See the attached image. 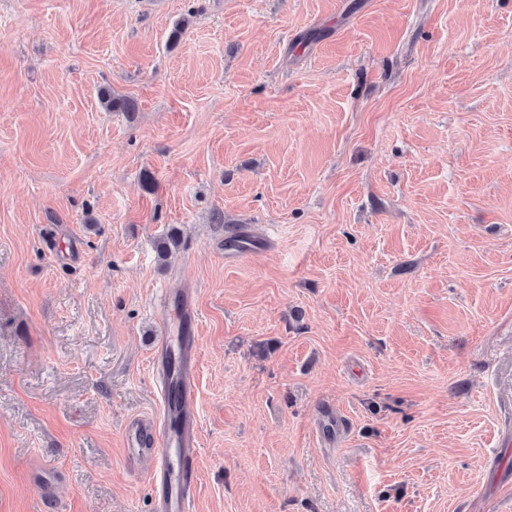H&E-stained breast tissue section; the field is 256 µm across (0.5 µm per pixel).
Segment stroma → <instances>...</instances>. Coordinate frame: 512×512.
<instances>
[{
    "mask_svg": "<svg viewBox=\"0 0 512 512\" xmlns=\"http://www.w3.org/2000/svg\"><path fill=\"white\" fill-rule=\"evenodd\" d=\"M188 288L193 512H512V0H0V512H153Z\"/></svg>",
    "mask_w": 512,
    "mask_h": 512,
    "instance_id": "1",
    "label": "stroma"
}]
</instances>
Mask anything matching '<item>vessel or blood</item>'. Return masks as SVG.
Wrapping results in <instances>:
<instances>
[{"label":"vessel or blood","mask_w":512,"mask_h":512,"mask_svg":"<svg viewBox=\"0 0 512 512\" xmlns=\"http://www.w3.org/2000/svg\"><path fill=\"white\" fill-rule=\"evenodd\" d=\"M182 369L178 376L181 399L177 405L163 404L160 422L141 419L130 422L126 432L129 458L150 456L155 460L154 486L164 492L156 500V512H191L199 449L197 416L191 408L195 396L197 341L182 337Z\"/></svg>","instance_id":"vessel-or-blood-1"}]
</instances>
